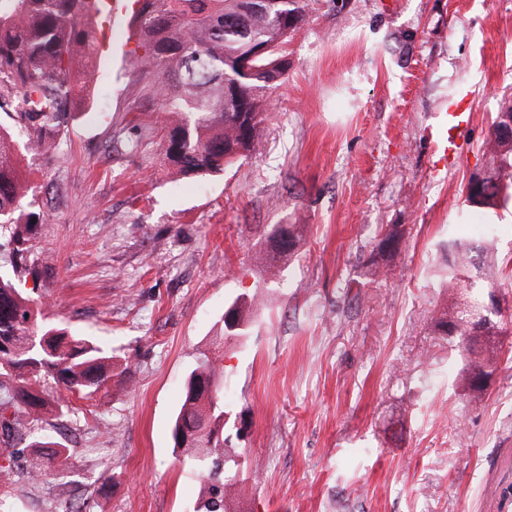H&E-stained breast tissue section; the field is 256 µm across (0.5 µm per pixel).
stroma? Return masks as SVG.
<instances>
[{
  "instance_id": "1",
  "label": "stroma",
  "mask_w": 512,
  "mask_h": 512,
  "mask_svg": "<svg viewBox=\"0 0 512 512\" xmlns=\"http://www.w3.org/2000/svg\"><path fill=\"white\" fill-rule=\"evenodd\" d=\"M309 15L256 151L203 178L169 174L152 102L129 152L127 20L99 27L85 114L53 156L24 160L43 219L17 286L132 368L35 425L68 446L70 477L15 484L16 512H190L198 479L172 424L239 297L258 306L224 344L222 386L224 433L261 469L244 512H512V335L467 405L464 361L431 324L458 243L489 245L512 298V211L490 224L465 202L512 100V0H309ZM294 218L308 227L298 255L269 277V237ZM388 224L406 237L383 261Z\"/></svg>"
}]
</instances>
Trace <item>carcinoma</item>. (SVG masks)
I'll list each match as a JSON object with an SVG mask.
<instances>
[{"instance_id":"obj_1","label":"carcinoma","mask_w":512,"mask_h":512,"mask_svg":"<svg viewBox=\"0 0 512 512\" xmlns=\"http://www.w3.org/2000/svg\"><path fill=\"white\" fill-rule=\"evenodd\" d=\"M129 25L138 38L132 55L137 73L129 111L150 100L163 115L160 150L176 176L205 175L234 164L259 144L269 120L270 91L280 86L288 62L276 47L308 21L307 0H279L264 15L247 16L240 0H130ZM102 0H0V110L13 108L27 140L19 149L0 126V239L10 246V264H0V460L26 456L25 477L39 481L68 465L62 442L32 435L43 416L70 410L69 395L87 398L107 389L128 367L94 342L68 336L53 325L37 301L16 287L28 245L41 214L21 204L28 193L21 152L51 154L83 115L92 94L98 54L95 24ZM292 22L291 33L281 17ZM260 45L273 50L256 57L241 73L238 60ZM231 85L234 92H224ZM512 122V105L496 113L483 144L480 180H468L466 202L486 215L512 202V139L499 126ZM306 225L288 224L286 244L269 254L268 272L276 276L304 239ZM404 239L399 224H388L381 240L386 250ZM471 244L459 248L450 272L449 303L433 318L434 329L462 353L463 396H482L472 376L498 369L497 345L471 342L470 302L484 292L491 276L470 257ZM231 314L246 335L256 298L235 300ZM502 312L483 320V336H506ZM220 359L204 353L186 380L173 427L174 447L199 478L192 512H238L245 489L238 454L224 443V399Z\"/></svg>"}]
</instances>
